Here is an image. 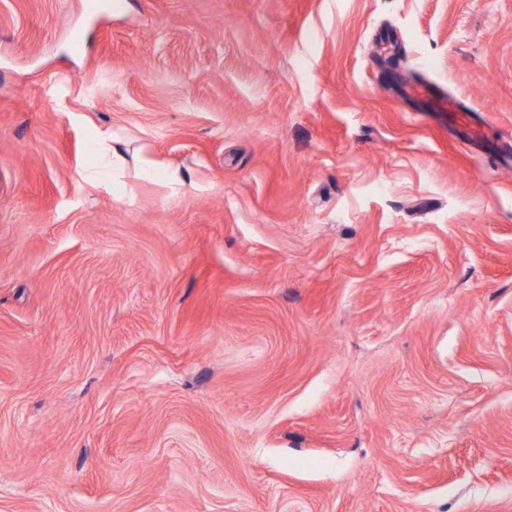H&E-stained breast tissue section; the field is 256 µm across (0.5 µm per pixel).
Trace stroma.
<instances>
[{"instance_id":"35a3bbf8","label":"stroma","mask_w":512,"mask_h":512,"mask_svg":"<svg viewBox=\"0 0 512 512\" xmlns=\"http://www.w3.org/2000/svg\"><path fill=\"white\" fill-rule=\"evenodd\" d=\"M510 146L512 0H0V512H512ZM119 144L120 140L112 132H99L92 149L94 164L86 169L88 180L106 188L112 186L113 193L119 188L117 176L124 157Z\"/></svg>"}]
</instances>
